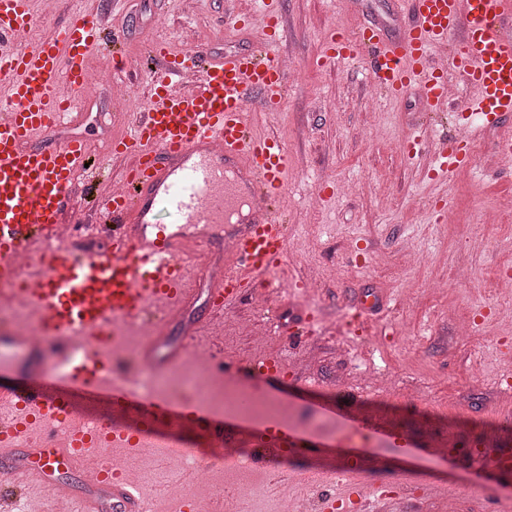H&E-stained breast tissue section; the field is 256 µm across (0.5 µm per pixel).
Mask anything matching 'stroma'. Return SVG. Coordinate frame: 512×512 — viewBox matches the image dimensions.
I'll return each instance as SVG.
<instances>
[{"mask_svg":"<svg viewBox=\"0 0 512 512\" xmlns=\"http://www.w3.org/2000/svg\"><path fill=\"white\" fill-rule=\"evenodd\" d=\"M108 22L122 38L125 64L104 87L138 101L147 91L143 59L152 37L171 52L186 51V32L218 58L248 48L251 32L224 25V0H107ZM288 18L280 50L290 59L287 94L277 112L258 116L260 134H276L288 147V256L274 287L259 288L225 310L215 332L221 358L238 366L230 385L248 384L281 403L282 420L295 431L322 437L342 453L370 449L376 465L364 489L391 487L402 512H444L420 482L444 485L467 503L473 486L448 441L512 454V157L499 140L512 136V113L497 124L473 125L472 167L433 178L429 153L396 151L425 121L418 90L402 98L371 85L364 58L322 68L317 53L332 32L355 33L367 21H388L402 34L410 18L399 0H281ZM101 99L67 134L108 147L129 135L119 122L103 129ZM456 211L458 222L448 220ZM185 319L164 334L185 344L176 370L214 384L217 374L201 341L185 335ZM284 362L281 376L244 380L240 370L265 357ZM388 392L377 397L379 384ZM338 407L372 419L384 434L357 432L329 415ZM437 447L411 460L395 451L393 437ZM128 479L146 493L150 512H179L187 485L165 476L157 459L127 454ZM322 464L307 455L288 465V493L307 512H324L332 489L304 485L306 470ZM215 486L246 484L257 491L252 512H278L279 500L257 469L209 468Z\"/></svg>","mask_w":512,"mask_h":512,"instance_id":"1","label":"stroma"}]
</instances>
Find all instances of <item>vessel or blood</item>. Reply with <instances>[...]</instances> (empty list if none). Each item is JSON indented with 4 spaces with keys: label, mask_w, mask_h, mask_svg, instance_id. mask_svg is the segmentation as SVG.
Here are the masks:
<instances>
[{
    "label": "vessel or blood",
    "mask_w": 512,
    "mask_h": 512,
    "mask_svg": "<svg viewBox=\"0 0 512 512\" xmlns=\"http://www.w3.org/2000/svg\"><path fill=\"white\" fill-rule=\"evenodd\" d=\"M401 2L411 23L400 38H390L383 22L353 36L335 33L318 65L365 48L373 80L396 95L419 88L423 111L447 112L453 76L467 92L464 111L490 124L512 112V0ZM105 16L99 0H81L63 26L47 32L31 0H0V280L23 281L14 299L35 309L46 330L22 369L27 382L0 384V512H13L32 487L55 493L93 468L102 483L78 498L77 512H147L141 490L102 459L99 430L107 425L113 443L140 448L147 428L186 457L195 454L191 435L219 446L231 440L222 413L128 388L127 377L181 359L159 334L122 371L96 341L73 358L70 338L82 331L97 339L183 309L197 286L187 269L206 245L184 225L244 227L231 248L232 271L211 284L205 313L193 323L199 332L221 322L256 281L269 280L287 254L279 211L288 148L254 130L256 112L280 108L288 78L274 0H258L250 14H225L227 26L253 29L250 49L215 59L201 46L175 54L164 40L151 41L148 93L132 114L130 136L108 149L131 159L122 189L97 192L91 206L92 223L109 227L108 242L89 253L61 243L58 228L93 148L82 137L57 141L52 132L83 110L89 60L109 33ZM448 45L451 75L436 60ZM429 152L442 170L472 163L468 145L456 140L430 141ZM160 200L179 216L180 229L158 219ZM250 433L251 460L262 468L283 445L297 443L275 419ZM474 473L493 502L512 483V463L494 448L484 449Z\"/></svg>",
    "instance_id": "obj_1"
}]
</instances>
